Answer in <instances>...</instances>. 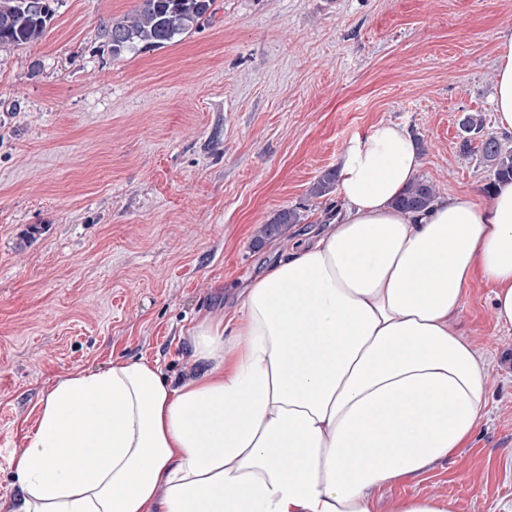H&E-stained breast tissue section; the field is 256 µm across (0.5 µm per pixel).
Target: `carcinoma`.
<instances>
[{"label":"carcinoma","instance_id":"carcinoma-1","mask_svg":"<svg viewBox=\"0 0 512 512\" xmlns=\"http://www.w3.org/2000/svg\"><path fill=\"white\" fill-rule=\"evenodd\" d=\"M30 0H0V49L28 45L44 38L56 14L57 0H44L46 12L36 13ZM214 0H138L135 9L101 26L100 38L111 48L112 56L161 48L174 43L199 27L211 14ZM460 151L479 154L494 175V180H512V144L509 140L486 133L485 120L478 113H468L461 121ZM336 184V171L325 172L314 184L317 196L330 194ZM437 197L436 186L427 179L412 182L396 200V207L419 210ZM303 215L295 208L283 209L257 231L254 243L261 246L283 236L288 225L300 224Z\"/></svg>","mask_w":512,"mask_h":512}]
</instances>
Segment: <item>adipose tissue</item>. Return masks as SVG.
Returning <instances> with one entry per match:
<instances>
[{"label": "adipose tissue", "mask_w": 512, "mask_h": 512, "mask_svg": "<svg viewBox=\"0 0 512 512\" xmlns=\"http://www.w3.org/2000/svg\"><path fill=\"white\" fill-rule=\"evenodd\" d=\"M497 50L492 104L512 131V28ZM420 166L404 125L351 140L337 213L228 319L197 322L195 373L129 359L56 381L11 459V512H373L374 487L464 447L489 379L450 322L478 278L512 328V181L486 203L400 210Z\"/></svg>", "instance_id": "obj_1"}]
</instances>
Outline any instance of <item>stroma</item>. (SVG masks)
Here are the masks:
<instances>
[{
    "mask_svg": "<svg viewBox=\"0 0 512 512\" xmlns=\"http://www.w3.org/2000/svg\"><path fill=\"white\" fill-rule=\"evenodd\" d=\"M137 0H58L46 36L0 51V449L17 452L59 378L142 359L193 369L190 330L317 229L314 182L382 122L415 135L420 177L485 197L459 120L494 130L497 33L512 0H214L171 45L113 57L100 26ZM303 223L263 246L280 210ZM456 328L485 360L488 406L448 459L373 491L512 512V330L483 282Z\"/></svg>",
    "mask_w": 512,
    "mask_h": 512,
    "instance_id": "obj_1",
    "label": "stroma"
}]
</instances>
